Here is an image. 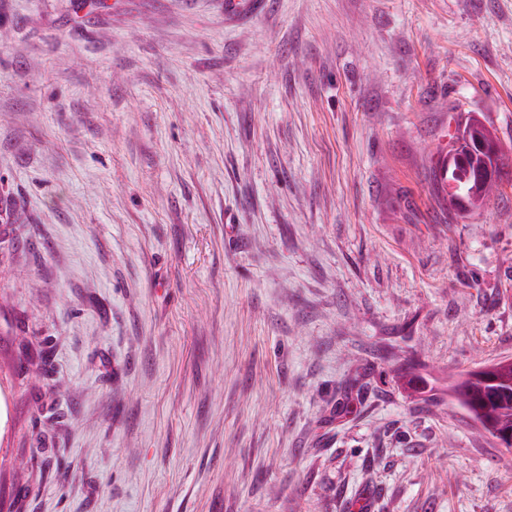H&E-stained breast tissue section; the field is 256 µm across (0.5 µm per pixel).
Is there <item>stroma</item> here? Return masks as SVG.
I'll return each instance as SVG.
<instances>
[{"label":"stroma","mask_w":512,"mask_h":512,"mask_svg":"<svg viewBox=\"0 0 512 512\" xmlns=\"http://www.w3.org/2000/svg\"><path fill=\"white\" fill-rule=\"evenodd\" d=\"M512 0H0V512H512ZM474 126L480 129L485 139L495 142L493 133L474 118L467 117L464 121L461 119V121L458 122L457 133L452 137V144L449 146L448 155L454 154L455 156L463 157L465 163L458 164L453 162L448 172V155H446V159H442L441 169L443 173H445V176L443 177L441 188H438L436 193L437 198L443 205L448 206L449 211L459 210L470 212L481 209L486 205V202L490 199V195L499 185L506 166L504 156L502 154L497 155L499 148L495 145L487 146L484 144L482 148L489 150L492 154H496L497 157L494 161L490 159L493 173L491 177L480 181L476 180L474 176L475 172L486 168V162L484 160L486 155L480 152L474 144L471 133ZM448 178L459 185L458 194H448V191L452 193L457 191L456 184L452 181H448ZM445 182L446 184H444ZM439 192L444 193V195ZM463 202H465V205ZM450 388L469 416L506 450L512 449V360L504 359L465 374Z\"/></svg>","instance_id":"stroma-1"}]
</instances>
